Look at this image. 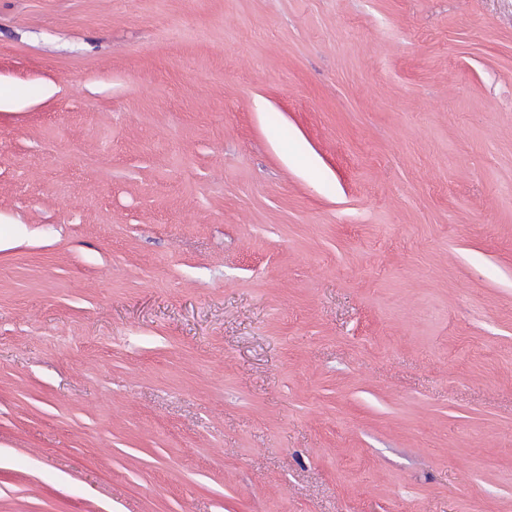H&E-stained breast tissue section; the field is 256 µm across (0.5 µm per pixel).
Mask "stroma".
Segmentation results:
<instances>
[{
    "label": "stroma",
    "mask_w": 512,
    "mask_h": 512,
    "mask_svg": "<svg viewBox=\"0 0 512 512\" xmlns=\"http://www.w3.org/2000/svg\"><path fill=\"white\" fill-rule=\"evenodd\" d=\"M0 512H512V0H0Z\"/></svg>",
    "instance_id": "1"
}]
</instances>
